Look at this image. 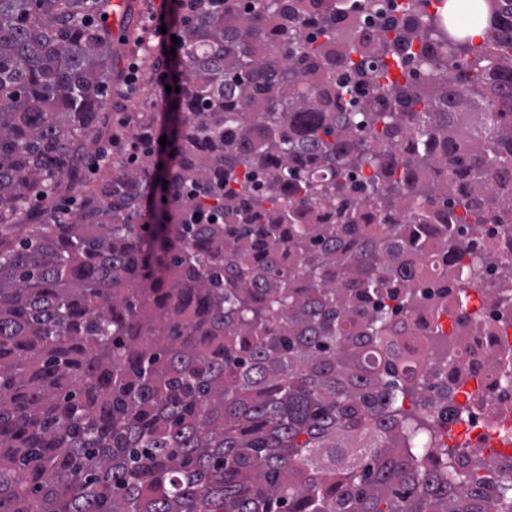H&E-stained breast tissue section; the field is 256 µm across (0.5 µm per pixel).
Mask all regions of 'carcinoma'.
<instances>
[{"label":"carcinoma","instance_id":"cac0c4a2","mask_svg":"<svg viewBox=\"0 0 512 512\" xmlns=\"http://www.w3.org/2000/svg\"><path fill=\"white\" fill-rule=\"evenodd\" d=\"M356 8L179 0L157 177V113L99 95L112 0H0V512H512L390 342L470 287L405 258L512 225V0Z\"/></svg>","mask_w":512,"mask_h":512}]
</instances>
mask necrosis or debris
<instances>
[{"instance_id":"obj_1","label":"necrosis or debris","mask_w":512,"mask_h":512,"mask_svg":"<svg viewBox=\"0 0 512 512\" xmlns=\"http://www.w3.org/2000/svg\"><path fill=\"white\" fill-rule=\"evenodd\" d=\"M469 277L473 286L466 300L449 296L448 312L439 318L456 340L445 374H437L423 340L427 309L400 317V344L425 381L448 390L449 406L464 404V412L451 416L464 447L484 466L512 477V446L502 440L503 434H512V304L501 301L497 269L480 268ZM462 374L468 382L461 398L454 388Z\"/></svg>"}]
</instances>
